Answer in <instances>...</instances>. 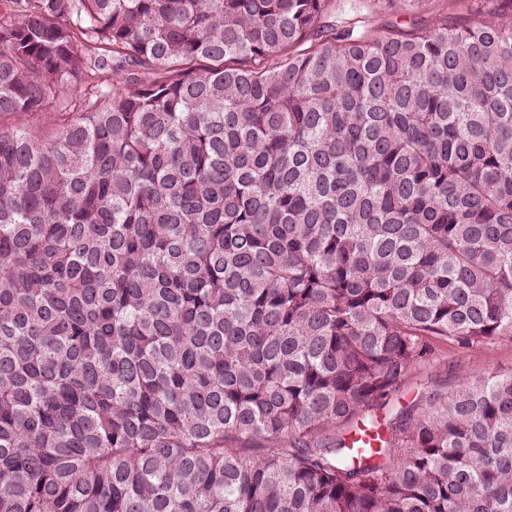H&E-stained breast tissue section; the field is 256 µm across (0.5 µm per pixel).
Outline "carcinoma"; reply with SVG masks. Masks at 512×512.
Here are the masks:
<instances>
[{
  "mask_svg": "<svg viewBox=\"0 0 512 512\" xmlns=\"http://www.w3.org/2000/svg\"><path fill=\"white\" fill-rule=\"evenodd\" d=\"M9 2L0 512H512V0ZM340 0L338 3H357L363 8V14L367 15L375 27L380 30L387 29L386 25L392 23L399 25V27H408L411 18H405V15L397 9L392 8L388 4L383 3V0ZM61 123V113L53 109L47 112L17 113L0 117V125L5 128L20 127L30 131L38 139L54 136ZM511 369L512 340L509 337L480 349L463 350L449 344L437 347L430 361L419 370V376L408 381L390 399L389 404L377 412L378 419L385 423L417 396V401L422 400L420 403L424 404L425 396L429 393L441 391L449 394L462 376L495 371L509 372Z\"/></svg>",
  "mask_w": 512,
  "mask_h": 512,
  "instance_id": "carcinoma-1",
  "label": "carcinoma"
}]
</instances>
